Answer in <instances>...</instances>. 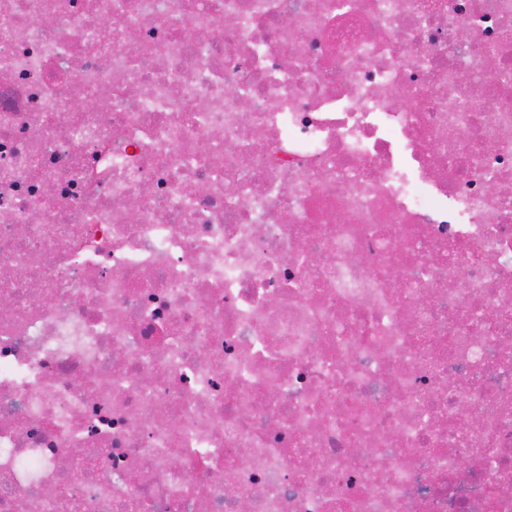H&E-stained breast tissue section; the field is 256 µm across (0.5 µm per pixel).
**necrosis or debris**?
<instances>
[{
    "label": "necrosis or debris",
    "mask_w": 512,
    "mask_h": 512,
    "mask_svg": "<svg viewBox=\"0 0 512 512\" xmlns=\"http://www.w3.org/2000/svg\"><path fill=\"white\" fill-rule=\"evenodd\" d=\"M507 130L512 0H0V512H512Z\"/></svg>",
    "instance_id": "obj_1"
}]
</instances>
